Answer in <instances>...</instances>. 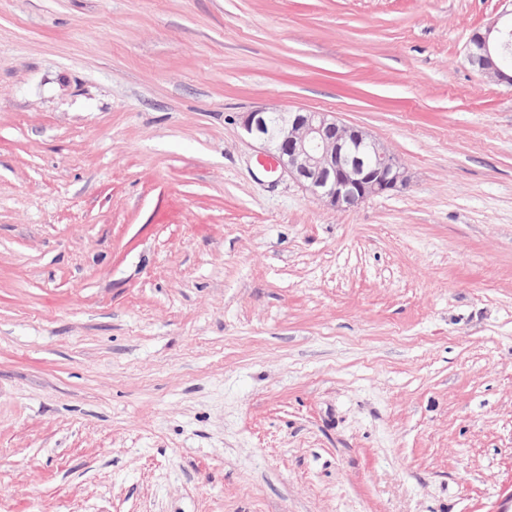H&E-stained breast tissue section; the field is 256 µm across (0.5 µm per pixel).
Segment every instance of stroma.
<instances>
[{
	"instance_id": "stroma-1",
	"label": "stroma",
	"mask_w": 512,
	"mask_h": 512,
	"mask_svg": "<svg viewBox=\"0 0 512 512\" xmlns=\"http://www.w3.org/2000/svg\"><path fill=\"white\" fill-rule=\"evenodd\" d=\"M512 0H0V512H504ZM406 188L334 210L243 113ZM495 25L487 27L484 31L476 30L466 45L468 62L477 68L478 72L490 80L505 81L512 84V75L508 76L499 65L501 51L500 39L494 34ZM242 124L277 167L336 210L407 185L404 168L384 144L332 112L261 108L245 113Z\"/></svg>"
}]
</instances>
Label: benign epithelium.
<instances>
[{"label":"benign epithelium","instance_id":"1","mask_svg":"<svg viewBox=\"0 0 512 512\" xmlns=\"http://www.w3.org/2000/svg\"><path fill=\"white\" fill-rule=\"evenodd\" d=\"M494 31L492 25L471 35L467 60L488 79L512 84V75L499 65L501 44ZM242 124L269 149L283 172L337 210L407 185L404 168L384 144L364 129L340 122L332 112L261 108L245 113Z\"/></svg>","mask_w":512,"mask_h":512}]
</instances>
